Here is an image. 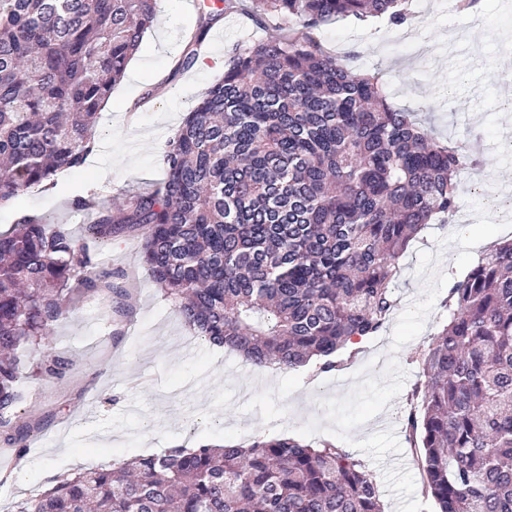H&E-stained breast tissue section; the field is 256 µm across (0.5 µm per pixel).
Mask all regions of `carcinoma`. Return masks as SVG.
<instances>
[{
  "label": "carcinoma",
  "mask_w": 512,
  "mask_h": 512,
  "mask_svg": "<svg viewBox=\"0 0 512 512\" xmlns=\"http://www.w3.org/2000/svg\"><path fill=\"white\" fill-rule=\"evenodd\" d=\"M157 0H0V204L54 183L95 147L94 128ZM213 0L265 36L236 45L205 88L146 194L98 204L85 237L24 215L0 231V445L24 457L47 426L18 412V351L47 340L71 295H127L96 245L139 232L151 279L195 334L253 363L336 369L397 305L400 259L455 212L476 160L390 106L380 73H357L315 31L351 18L413 17L412 0ZM448 318L418 354L425 376L407 429L437 512H512V239L448 287ZM47 357L41 371L65 376ZM12 512H383L365 467L333 443L276 436L248 447L173 448L55 478Z\"/></svg>",
  "instance_id": "1"
}]
</instances>
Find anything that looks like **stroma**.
<instances>
[{"label":"stroma","mask_w":512,"mask_h":512,"mask_svg":"<svg viewBox=\"0 0 512 512\" xmlns=\"http://www.w3.org/2000/svg\"><path fill=\"white\" fill-rule=\"evenodd\" d=\"M201 0H158V20L143 38L134 69L112 92L97 124V149L54 187L0 205V229L25 214L73 234L90 223L78 196L106 198L152 189L164 176L162 147L200 91L221 78L228 50L263 32L228 15L208 31L210 71L173 74L186 31L197 27ZM412 25L343 21L317 31L326 49L361 73H382L391 104L416 113L433 137L462 144L478 164L461 177L452 223L430 224L401 259L394 287L398 307L378 335L339 351V366L281 371L200 340L148 276L142 240L104 243L127 314L104 301L74 298L49 346L21 355L26 399L19 411L49 425L28 441L23 482L0 485V512L35 495L45 468L59 473L117 467L201 443L249 446L285 434L306 443L331 442L354 454L378 484L384 512H434L422 492L418 451L406 436L412 394L424 382L417 351L441 330V302L482 254L512 236V0H483L480 14L456 13L448 0H413ZM150 102L136 116L126 108ZM470 224L460 239L456 227ZM73 362L64 380L43 377L48 353Z\"/></svg>","instance_id":"obj_1"}]
</instances>
